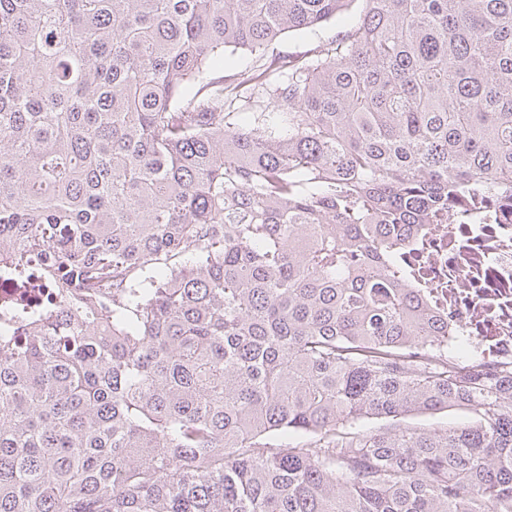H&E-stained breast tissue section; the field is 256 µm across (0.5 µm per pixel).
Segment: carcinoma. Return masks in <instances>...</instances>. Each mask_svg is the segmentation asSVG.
Here are the masks:
<instances>
[{"mask_svg": "<svg viewBox=\"0 0 512 512\" xmlns=\"http://www.w3.org/2000/svg\"><path fill=\"white\" fill-rule=\"evenodd\" d=\"M352 2L0 0V274L51 289L0 312V512H512V367L391 269L512 188V0L266 57ZM255 93L280 123L226 120ZM257 55L245 50L227 49L224 52V75L239 73L258 65ZM467 413L462 410L449 409L448 411L434 414H411L405 416L403 421L410 427L417 429H433L443 427H455L466 423Z\"/></svg>", "mask_w": 512, "mask_h": 512, "instance_id": "cac0c4a2", "label": "carcinoma"}]
</instances>
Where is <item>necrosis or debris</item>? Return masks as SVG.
Masks as SVG:
<instances>
[{"label":"necrosis or debris","instance_id":"4bbe7bcc","mask_svg":"<svg viewBox=\"0 0 512 512\" xmlns=\"http://www.w3.org/2000/svg\"><path fill=\"white\" fill-rule=\"evenodd\" d=\"M395 261L431 308L447 317L440 341L460 365L512 366V191L460 200L397 249Z\"/></svg>","mask_w":512,"mask_h":512}]
</instances>
